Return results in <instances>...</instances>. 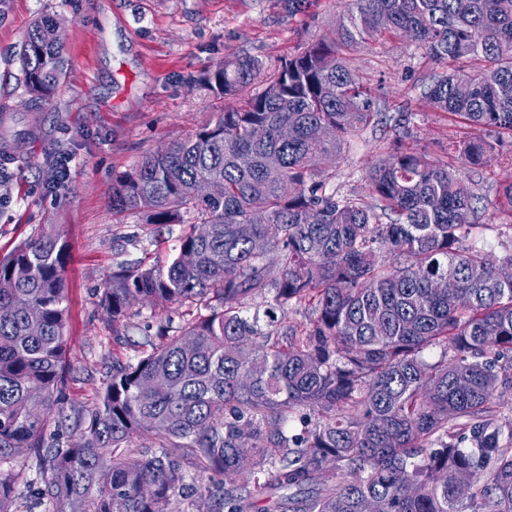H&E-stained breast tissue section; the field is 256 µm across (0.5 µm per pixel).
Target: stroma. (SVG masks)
Instances as JSON below:
<instances>
[{
    "label": "stroma",
    "instance_id": "35a3bbf8",
    "mask_svg": "<svg viewBox=\"0 0 512 512\" xmlns=\"http://www.w3.org/2000/svg\"><path fill=\"white\" fill-rule=\"evenodd\" d=\"M349 0H9L0 16V104L13 109L16 127L39 115L35 135L0 150V255L56 225L71 246L67 334L69 350L62 415L46 425L48 443L75 445L88 414L106 389L113 358L133 361L161 341L157 331L177 329L183 310L143 308L112 322L100 304L103 282L118 264L150 252L168 259L184 227L165 224L158 240L140 218L112 214V186L144 154L164 148L225 107L202 79L238 57L273 72L307 44L337 28ZM50 15L67 28L66 76L54 96L33 108L18 52L33 22ZM369 90L376 117L347 136L326 186L338 196L371 200L370 167L395 144V124L407 116L405 147L426 150L470 185L480 198L479 237L493 257L512 253V214L499 204V187L512 178V135L491 134V162L469 174L448 152L452 140L480 136L479 128L433 109L424 93L447 72L414 41L376 37L351 56ZM72 159L65 188L47 181L61 155Z\"/></svg>",
    "mask_w": 512,
    "mask_h": 512
}]
</instances>
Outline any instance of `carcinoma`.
Here are the masks:
<instances>
[{"instance_id":"carcinoma-1","label":"carcinoma","mask_w":512,"mask_h":512,"mask_svg":"<svg viewBox=\"0 0 512 512\" xmlns=\"http://www.w3.org/2000/svg\"><path fill=\"white\" fill-rule=\"evenodd\" d=\"M350 2L337 32L275 69L261 92L116 180L113 214L187 229L167 262L112 271L101 305L114 321L145 301L183 306L185 319L137 362L112 360L73 447L44 441L62 405L69 244L49 224L0 257V512H23L18 474L3 464L24 451L43 470L30 501L49 499L57 512H181L177 502L201 498L211 512H269L258 489L277 512H361L367 498L382 512H472L477 500L485 512H512V434L502 441L490 418L512 388V277L498 274L512 253L496 263L466 244L481 227L478 197L424 152L376 164L370 202L326 189L346 135L373 117L350 54L378 34L409 37L439 61L483 62L439 76L425 97L512 132V0ZM66 44L51 16L27 31L20 63L31 100L61 84ZM263 69L250 57L226 61L203 87L236 96ZM460 84L472 93L458 95ZM455 147L475 170L493 153L481 137ZM202 180L222 193L198 196ZM443 276L455 292H433ZM302 305L312 310L306 325L285 321ZM433 346L445 352L430 362ZM156 376L168 381L161 392L149 386ZM297 411L303 429L290 436ZM144 432L155 446L132 447ZM195 469L224 482L203 484ZM461 473L472 478L467 497L455 488Z\"/></svg>"}]
</instances>
